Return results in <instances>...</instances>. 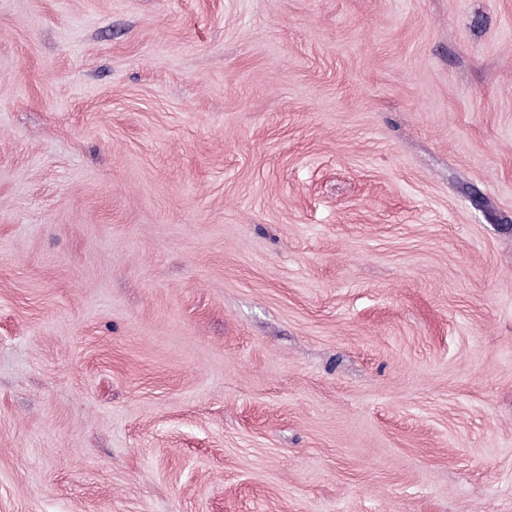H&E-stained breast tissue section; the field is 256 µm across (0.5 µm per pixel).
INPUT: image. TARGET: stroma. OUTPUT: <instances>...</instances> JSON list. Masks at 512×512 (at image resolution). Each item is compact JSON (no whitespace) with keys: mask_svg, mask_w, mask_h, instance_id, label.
Returning a JSON list of instances; mask_svg holds the SVG:
<instances>
[{"mask_svg":"<svg viewBox=\"0 0 512 512\" xmlns=\"http://www.w3.org/2000/svg\"><path fill=\"white\" fill-rule=\"evenodd\" d=\"M0 512H512V0H0Z\"/></svg>","mask_w":512,"mask_h":512,"instance_id":"obj_1","label":"stroma"}]
</instances>
